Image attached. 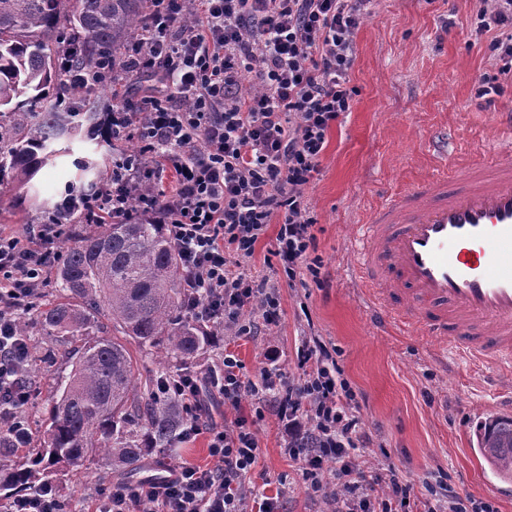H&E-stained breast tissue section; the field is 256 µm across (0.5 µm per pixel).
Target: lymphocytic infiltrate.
Returning <instances> with one entry per match:
<instances>
[{
    "label": "lymphocytic infiltrate",
    "instance_id": "f902f5d3",
    "mask_svg": "<svg viewBox=\"0 0 512 512\" xmlns=\"http://www.w3.org/2000/svg\"><path fill=\"white\" fill-rule=\"evenodd\" d=\"M368 0H194L192 24L181 21L184 0H147L144 24L122 64L92 73L68 70L70 83L111 86L121 96L131 72L159 79L161 94L123 99L112 111V135L137 141L142 156L113 158L112 172L91 191L67 192L62 207L79 210L86 224L162 225L178 253L194 317L213 336H243L244 311L259 308L265 324L281 317L274 289L250 272L249 262L269 224L278 230L271 256L295 279L299 266L316 272V248L304 188L319 172L328 135L354 95L350 78L355 37L368 16ZM476 35L492 33L488 53L495 73L475 79L480 109L495 111L502 79L512 80V0H481ZM250 88H242L243 74ZM65 221L48 212L19 232L0 228V429L16 424L30 394L24 383L28 337L18 316L60 260ZM300 375L283 377L275 353L258 379L246 378L233 355L184 374L169 388L189 420L186 437L204 431L196 418L200 376L229 405L243 394H271L289 439L313 433V448L292 456L313 493L332 481L345 490L338 512H410L412 486L395 471H366L352 455L369 442L355 414L356 395L330 368L332 353L319 338L296 352ZM211 464L170 466L163 480L143 488L116 483L98 512H250L242 477L256 463L254 424L238 416L209 428ZM335 463L325 471V463Z\"/></svg>",
    "mask_w": 512,
    "mask_h": 512
}]
</instances>
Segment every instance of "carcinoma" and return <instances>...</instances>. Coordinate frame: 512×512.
I'll return each mask as SVG.
<instances>
[{
  "mask_svg": "<svg viewBox=\"0 0 512 512\" xmlns=\"http://www.w3.org/2000/svg\"><path fill=\"white\" fill-rule=\"evenodd\" d=\"M143 0H0V177L21 187L69 152L83 126L98 128L85 111L92 91L62 79L60 57L79 39L73 68H98L143 24ZM56 88L55 107L46 89ZM60 297L27 312L53 339L82 337L71 372L57 380L56 400L41 448L27 465L15 452L17 430H0V497L22 487L32 493L60 467L78 469L99 456L111 467L140 473L149 449L172 448L186 419L159 388L172 371L162 366L135 378L131 355L99 335V319L142 347L164 353L188 370L208 337L188 312L181 262L161 225L100 224L66 247L57 266ZM476 448L501 478L512 480V417L491 416L475 431Z\"/></svg>",
  "mask_w": 512,
  "mask_h": 512,
  "instance_id": "1",
  "label": "carcinoma"
}]
</instances>
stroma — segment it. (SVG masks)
Returning a JSON list of instances; mask_svg holds the SVG:
<instances>
[{"label":"stroma","mask_w":512,"mask_h":512,"mask_svg":"<svg viewBox=\"0 0 512 512\" xmlns=\"http://www.w3.org/2000/svg\"><path fill=\"white\" fill-rule=\"evenodd\" d=\"M369 18L356 35L357 59L351 84L357 90L349 112L329 134L320 171L304 191L315 220L320 284L288 283L267 262L275 229L256 247L251 270L279 293L278 325L259 321L258 309L243 314L256 328L248 336L211 344L197 358L204 370L231 351L248 373H257L266 351H274L288 378L299 375L296 349L317 336L337 351L343 378L357 395L369 443L355 450L367 471L394 467L417 496L438 473H446L454 492L495 512H512V482L499 479L472 449L477 423L505 415L512 401V374L471 361L456 350L435 352L427 338L375 318L361 288L353 252L355 225L364 223L384 197L399 192L432 171L456 175L464 165L487 156L498 144L488 112L474 99V79L489 71L490 35L471 36L473 0H370ZM444 35H437L440 25ZM130 141L90 138L81 133L70 157L45 168L30 187L0 184V225L38 224L45 206L60 200L77 181L74 159L91 157L107 172ZM31 339L42 361L28 380L33 436L42 435L55 400V383L68 375L75 345L39 334ZM260 453L246 474L252 491L275 498L279 512H325L320 496L308 491L297 465L284 452L285 431L274 407L257 426ZM152 481L182 461L207 464V437L198 435L177 448L148 457ZM118 472L104 471L90 459L76 471L60 469L55 483L71 512H94Z\"/></svg>","instance_id":"obj_1"}]
</instances>
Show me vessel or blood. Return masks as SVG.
I'll return each instance as SVG.
<instances>
[{
	"label": "vessel or blood",
	"instance_id": "vessel-or-blood-1",
	"mask_svg": "<svg viewBox=\"0 0 512 512\" xmlns=\"http://www.w3.org/2000/svg\"><path fill=\"white\" fill-rule=\"evenodd\" d=\"M489 160L386 197L361 227L358 277L383 322L512 366V113Z\"/></svg>",
	"mask_w": 512,
	"mask_h": 512
}]
</instances>
